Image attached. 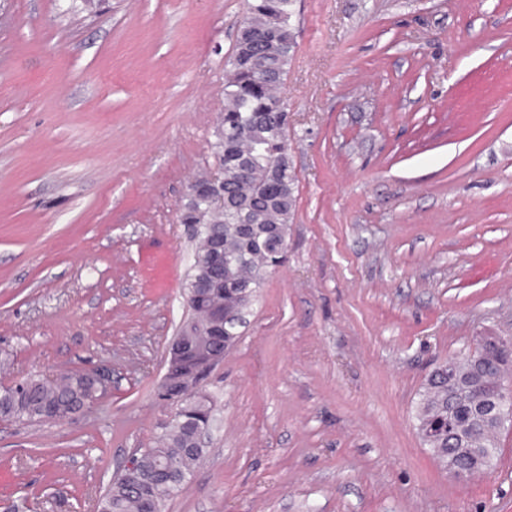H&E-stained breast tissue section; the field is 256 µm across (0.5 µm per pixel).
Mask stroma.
<instances>
[{
  "label": "stroma",
  "instance_id": "obj_1",
  "mask_svg": "<svg viewBox=\"0 0 512 512\" xmlns=\"http://www.w3.org/2000/svg\"><path fill=\"white\" fill-rule=\"evenodd\" d=\"M244 0H0V383L104 365L86 413L0 424V512H92L173 408L179 209L216 163ZM288 260L204 379L165 512H512V433L457 481L416 429L439 363L512 337V0H295Z\"/></svg>",
  "mask_w": 512,
  "mask_h": 512
}]
</instances>
